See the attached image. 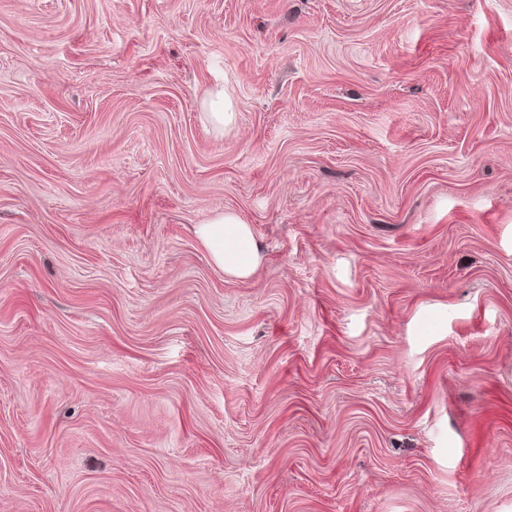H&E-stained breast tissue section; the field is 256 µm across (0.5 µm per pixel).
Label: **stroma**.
<instances>
[{
	"instance_id": "35a3bbf8",
	"label": "stroma",
	"mask_w": 512,
	"mask_h": 512,
	"mask_svg": "<svg viewBox=\"0 0 512 512\" xmlns=\"http://www.w3.org/2000/svg\"><path fill=\"white\" fill-rule=\"evenodd\" d=\"M0 512H512V0H0ZM208 120L215 131L223 132L231 128L236 121V112L232 99L218 87L208 91L204 98ZM196 236L212 263L224 275L237 280L249 279L260 259V247L253 230L233 212L217 214L199 224Z\"/></svg>"
}]
</instances>
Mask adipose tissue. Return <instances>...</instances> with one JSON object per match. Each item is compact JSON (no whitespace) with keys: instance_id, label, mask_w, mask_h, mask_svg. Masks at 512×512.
Masks as SVG:
<instances>
[{"instance_id":"ef3b65f1","label":"adipose tissue","mask_w":512,"mask_h":512,"mask_svg":"<svg viewBox=\"0 0 512 512\" xmlns=\"http://www.w3.org/2000/svg\"><path fill=\"white\" fill-rule=\"evenodd\" d=\"M196 236L212 263L225 276L237 280L249 279L260 259V247L250 225L233 212L214 216L198 225Z\"/></svg>"}]
</instances>
